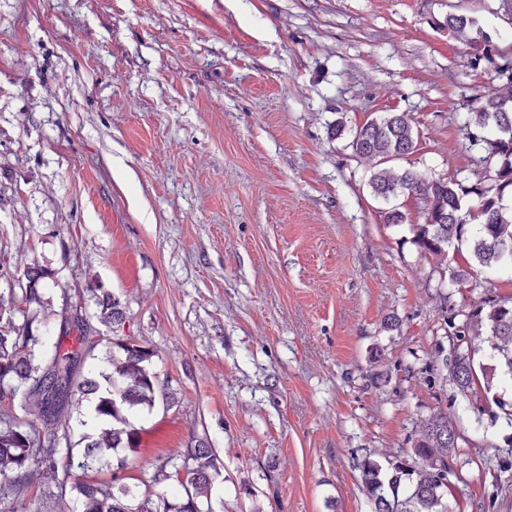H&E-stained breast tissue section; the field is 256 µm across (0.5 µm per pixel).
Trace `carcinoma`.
Masks as SVG:
<instances>
[{
	"label": "carcinoma",
	"instance_id": "1",
	"mask_svg": "<svg viewBox=\"0 0 512 512\" xmlns=\"http://www.w3.org/2000/svg\"><path fill=\"white\" fill-rule=\"evenodd\" d=\"M474 20L462 13L448 14V32L466 36ZM505 82L485 96L474 112V124L491 137L474 136L484 146L488 175L475 182L458 179H426L412 170L394 172L389 164L415 152L418 134L404 114L389 113L358 128L351 147L356 155L377 160L379 169L369 179L373 195L385 202L408 191L425 202V221L414 225L413 243L439 262L448 249L468 244L480 267L512 265V209L504 204L512 196V66L499 69ZM51 276L42 267H27L17 278L22 323L0 315V395L21 397L39 410L40 423L12 413H0V512H15L14 503L27 486L33 466L58 479V462L64 459L59 488L72 493L73 512H213L201 500L218 473L213 449L197 441L187 454L169 458L158 467L152 482L157 490L136 485L86 480L93 471L113 466L121 470L126 459L120 453L137 445L139 429L130 416L168 401L151 369L153 348L135 337H116L112 352L97 373L80 374L83 354L57 340L43 348L40 322L32 308L44 304L41 285ZM97 316L105 324L121 325L126 315L114 295H94ZM444 331L464 341L470 354L448 366L437 352L433 363L449 369V376L464 395L476 390L490 393L502 376L512 378V306L491 297L475 306L469 319L456 323V315L444 318ZM488 330L496 363L475 365L474 328ZM79 396L99 421V432L81 437L74 449L68 426L62 423L72 399ZM456 429L448 414L440 411L421 427L412 448L413 458L394 460L384 468L375 461L362 467L361 481L373 504V512H447L442 490L447 486L449 460L456 454Z\"/></svg>",
	"mask_w": 512,
	"mask_h": 512
}]
</instances>
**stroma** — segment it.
Instances as JSON below:
<instances>
[{
    "label": "stroma",
    "mask_w": 512,
    "mask_h": 512,
    "mask_svg": "<svg viewBox=\"0 0 512 512\" xmlns=\"http://www.w3.org/2000/svg\"><path fill=\"white\" fill-rule=\"evenodd\" d=\"M510 58L512 0H0V308L38 265L44 333L81 308L86 366L117 334L153 347L175 402L135 417L125 482L203 439L215 512H372L363 463L410 458L444 409L449 512H512V422L430 371L445 311L512 300V267L457 283L468 249L420 252L414 193L385 223L351 147L400 112L396 168L483 178L464 118ZM94 295V304L96 313L101 322L120 326L126 319V315L121 308L120 301L113 294L102 292Z\"/></svg>",
    "instance_id": "stroma-1"
}]
</instances>
